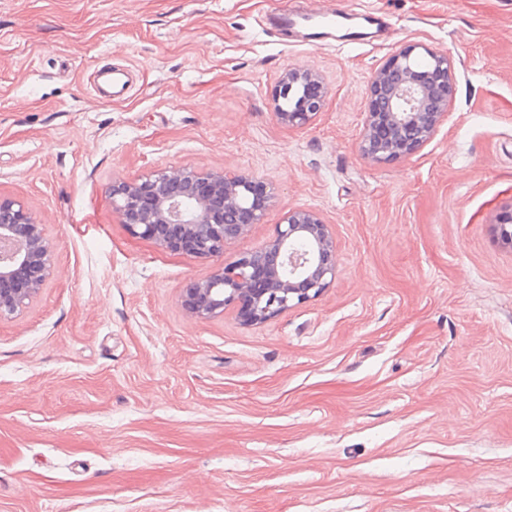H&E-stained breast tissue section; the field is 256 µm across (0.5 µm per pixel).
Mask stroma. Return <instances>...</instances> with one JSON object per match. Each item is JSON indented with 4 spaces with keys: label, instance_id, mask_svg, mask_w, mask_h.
Wrapping results in <instances>:
<instances>
[{
    "label": "stroma",
    "instance_id": "stroma-1",
    "mask_svg": "<svg viewBox=\"0 0 512 512\" xmlns=\"http://www.w3.org/2000/svg\"><path fill=\"white\" fill-rule=\"evenodd\" d=\"M340 6L380 35L275 25ZM411 43L453 57L455 96L429 143L376 164L368 83ZM291 68L328 91L301 129L275 116ZM182 165L276 189L221 258L112 211L113 179ZM0 193L56 264L0 323V512H512V0H0ZM292 208L332 227L330 288L262 325L189 317L186 284Z\"/></svg>",
    "mask_w": 512,
    "mask_h": 512
}]
</instances>
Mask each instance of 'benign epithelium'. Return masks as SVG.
I'll return each mask as SVG.
<instances>
[{
	"label": "benign epithelium",
	"mask_w": 512,
	"mask_h": 512,
	"mask_svg": "<svg viewBox=\"0 0 512 512\" xmlns=\"http://www.w3.org/2000/svg\"><path fill=\"white\" fill-rule=\"evenodd\" d=\"M417 49L412 44L397 50L368 85L359 150L374 163L409 157L431 141L454 97L453 59L428 49L433 66L421 71L414 63ZM300 86L308 92L298 106L275 112L288 128L309 125L326 104L322 78L300 68L281 75L275 101ZM110 194L112 208L130 234L198 258L224 254V247L250 225L262 223L275 199L272 184L249 174L191 166L116 178ZM496 230L512 244V207L500 212ZM336 264L331 225L316 210L291 209L263 248L189 282L181 304L195 319L222 317L234 307L242 322L263 324L320 296L334 281ZM54 271V248L45 225L20 202L0 195V322L28 308Z\"/></svg>",
	"instance_id": "obj_1"
}]
</instances>
